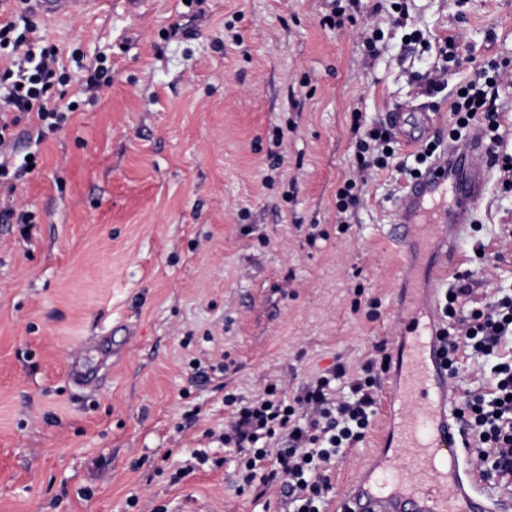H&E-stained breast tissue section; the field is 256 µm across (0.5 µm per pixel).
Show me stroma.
Returning a JSON list of instances; mask_svg holds the SVG:
<instances>
[{"mask_svg":"<svg viewBox=\"0 0 512 512\" xmlns=\"http://www.w3.org/2000/svg\"><path fill=\"white\" fill-rule=\"evenodd\" d=\"M332 0H123L44 20L38 39L60 49L76 104L42 143L19 136L36 168L13 200L37 222L30 238L0 223V512H279L259 489L233 484L237 452L206 438L229 414L224 394H258L275 375L296 387L377 344L394 352L410 291L425 294L392 237L395 203L416 167L400 145L389 168L360 170L355 126L396 106L434 112V142L452 127L449 104L472 68L512 64V0H363L356 23H320ZM184 36L173 38V25ZM380 28L376 56L360 41ZM422 33L410 44L407 32ZM460 35V62L439 41ZM108 83L83 86L86 69ZM445 70L441 91L418 75ZM501 143L456 270L476 296L512 294V80L497 88ZM363 175L347 216L336 190ZM485 243L477 254V243ZM118 324L120 356L88 346ZM230 368L194 384L192 359ZM91 375L79 388L71 363ZM388 420L377 405L360 443L336 459L325 512L372 456ZM203 449L209 461L175 479ZM135 507H128V500Z\"/></svg>","mask_w":512,"mask_h":512,"instance_id":"35a3bbf8","label":"stroma"}]
</instances>
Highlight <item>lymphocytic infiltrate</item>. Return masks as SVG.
Listing matches in <instances>:
<instances>
[{
	"label": "lymphocytic infiltrate",
	"mask_w": 512,
	"mask_h": 512,
	"mask_svg": "<svg viewBox=\"0 0 512 512\" xmlns=\"http://www.w3.org/2000/svg\"><path fill=\"white\" fill-rule=\"evenodd\" d=\"M33 31L27 22L0 23V49L9 50L13 58L0 71V83L6 87L0 97V181L8 183L20 180L29 169L25 163L11 165L13 128L36 115L42 124L36 138L41 141L67 118L58 51L52 46L36 48ZM501 76L499 64L478 67L450 103L456 127L481 121L493 145L500 141L494 89ZM394 143L386 122L364 130L355 141L362 168H387ZM472 293L467 275H457L440 304L438 340L450 375H457L461 353L494 360L486 386L460 396L457 415L480 479L494 478L508 489L512 487V350H505L504 344L512 335V296L479 302ZM389 365V358H371L352 373L339 362L291 394L278 379L248 400L226 393L224 404L231 414L220 439L240 454L239 491L259 483L273 490L281 505H293L294 512H322L332 488V462L341 449L365 437L379 399V374ZM340 379L348 384L351 399L337 397Z\"/></svg>",
	"instance_id": "f902f5d3"
}]
</instances>
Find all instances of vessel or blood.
<instances>
[{"label":"vessel or blood","mask_w":512,"mask_h":512,"mask_svg":"<svg viewBox=\"0 0 512 512\" xmlns=\"http://www.w3.org/2000/svg\"><path fill=\"white\" fill-rule=\"evenodd\" d=\"M42 18L87 13L97 0H33ZM390 122L406 144L427 139L433 117L397 108ZM489 167L481 129L452 142L415 177L396 202L399 243L420 241L424 252L455 251L483 197ZM438 292L412 298L400 322L395 352V409L383 429L375 464L361 471L340 499L339 512H512V497L492 499L476 479L456 416V390L439 352Z\"/></svg>","instance_id":"1"}]
</instances>
